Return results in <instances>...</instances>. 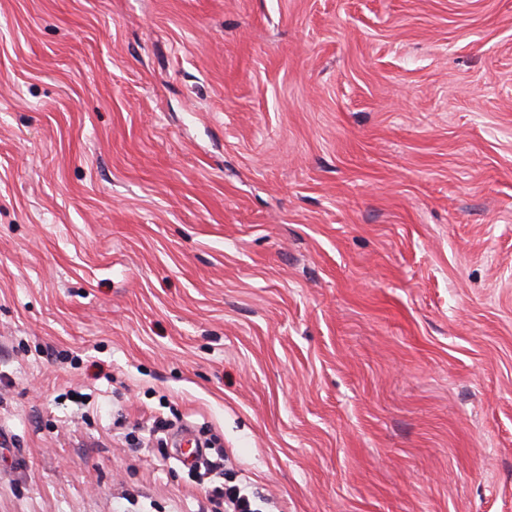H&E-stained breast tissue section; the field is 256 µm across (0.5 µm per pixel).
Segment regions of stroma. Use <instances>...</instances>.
Segmentation results:
<instances>
[{
  "instance_id": "obj_1",
  "label": "stroma",
  "mask_w": 512,
  "mask_h": 512,
  "mask_svg": "<svg viewBox=\"0 0 512 512\" xmlns=\"http://www.w3.org/2000/svg\"><path fill=\"white\" fill-rule=\"evenodd\" d=\"M0 512H512V0H0Z\"/></svg>"
}]
</instances>
